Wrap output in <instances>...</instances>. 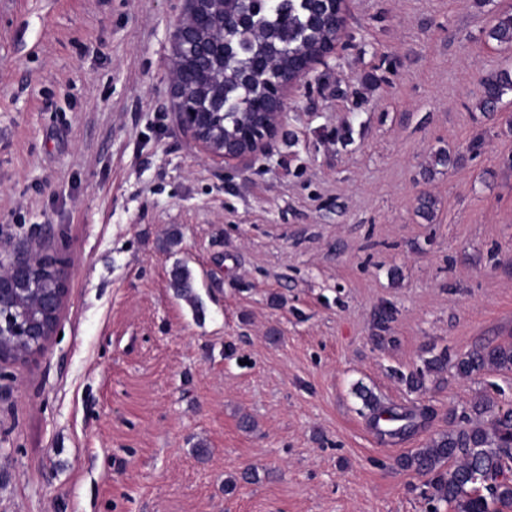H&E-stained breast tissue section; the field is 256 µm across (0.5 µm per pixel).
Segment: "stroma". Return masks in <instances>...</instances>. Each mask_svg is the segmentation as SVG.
I'll list each match as a JSON object with an SVG mask.
<instances>
[{
  "label": "stroma",
  "mask_w": 512,
  "mask_h": 512,
  "mask_svg": "<svg viewBox=\"0 0 512 512\" xmlns=\"http://www.w3.org/2000/svg\"><path fill=\"white\" fill-rule=\"evenodd\" d=\"M511 6L349 0L347 47L229 168L174 118L183 0H0V252L57 255L68 288L58 338L0 361V512H426L396 458L512 407V371L400 380L512 341V93L477 107ZM363 389L429 414L380 435ZM488 40L504 50L512 48V11L501 12L486 31ZM170 288H173L175 294L181 297L195 307H199V298L194 292V284L191 272L186 266H176L170 280ZM449 363L450 359H448V352L446 350L432 354L431 357L424 360L425 371L422 369L411 371L407 375H401V380L410 391H420L424 388L426 373L442 374L448 371Z\"/></svg>",
  "instance_id": "obj_1"
}]
</instances>
